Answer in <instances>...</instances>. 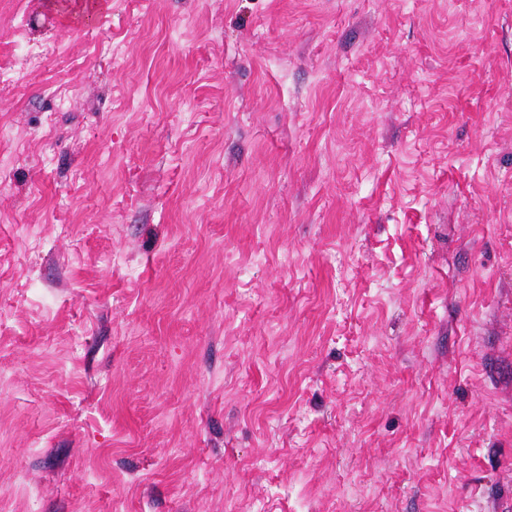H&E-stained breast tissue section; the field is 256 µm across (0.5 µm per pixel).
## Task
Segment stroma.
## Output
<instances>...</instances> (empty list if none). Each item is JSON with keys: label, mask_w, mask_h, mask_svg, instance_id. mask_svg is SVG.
<instances>
[{"label": "stroma", "mask_w": 512, "mask_h": 512, "mask_svg": "<svg viewBox=\"0 0 512 512\" xmlns=\"http://www.w3.org/2000/svg\"><path fill=\"white\" fill-rule=\"evenodd\" d=\"M0 73V512H512V0H0Z\"/></svg>", "instance_id": "obj_1"}]
</instances>
